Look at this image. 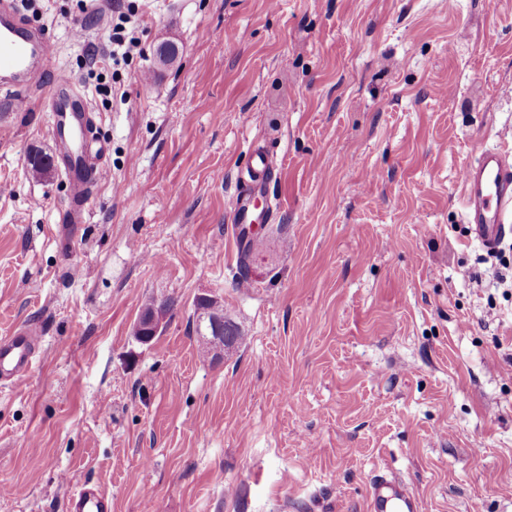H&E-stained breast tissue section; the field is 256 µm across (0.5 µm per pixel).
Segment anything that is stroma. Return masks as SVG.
<instances>
[{
    "instance_id": "35a3bbf8",
    "label": "stroma",
    "mask_w": 512,
    "mask_h": 512,
    "mask_svg": "<svg viewBox=\"0 0 512 512\" xmlns=\"http://www.w3.org/2000/svg\"><path fill=\"white\" fill-rule=\"evenodd\" d=\"M113 3L37 0L59 54L0 112V337H43L0 386V512L83 483L112 512H366L382 475L421 512H512V250L470 237L459 183L512 128V0H136L137 48L98 72ZM62 71L109 150L83 224L61 166L28 164ZM258 152L273 220L244 274ZM203 295L240 334L217 359ZM250 182L247 197L237 201L233 213L234 235L243 243H257L258 235L254 233L252 224H265L271 220L272 214L269 206L258 209L261 199L266 198V184L272 176V164L262 154H255L252 157L248 169ZM173 305H174V302L171 301L170 299H167V308H168L169 313L171 312ZM168 312L164 308H159L158 310L154 311V313L152 315L147 317L144 321V326H143L144 328H146V330L140 332V329L138 326L135 331V335L139 333V336H137V340L140 343L150 342L156 335L157 331L166 322V319L169 314Z\"/></svg>"
}]
</instances>
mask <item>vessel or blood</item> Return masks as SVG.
<instances>
[{"label":"vessel or blood","mask_w":512,"mask_h":512,"mask_svg":"<svg viewBox=\"0 0 512 512\" xmlns=\"http://www.w3.org/2000/svg\"><path fill=\"white\" fill-rule=\"evenodd\" d=\"M51 53L43 28L32 26L14 0H0V89L16 90L11 109L26 107L24 90L41 72ZM52 114L54 159L65 168L73 204L66 221L86 220L82 205L89 190L104 181L109 169L104 160L89 161L84 148L93 133V110L82 91L67 77H57L48 97ZM248 194L238 200L233 213L234 235L244 244L257 243L253 227L268 223L269 208L261 207L272 165L264 155H254L248 169ZM464 221L483 249H498L512 236V148L501 146L481 151L478 160L460 172ZM41 350L39 334L21 327L0 337V381L25 376ZM67 512H112V501L97 486L84 484L68 498ZM368 512H420L416 495L403 484L387 478L373 481L369 488Z\"/></svg>","instance_id":"vessel-or-blood-1"}]
</instances>
